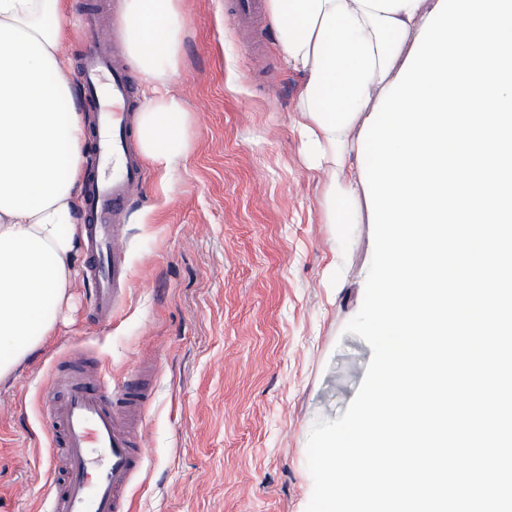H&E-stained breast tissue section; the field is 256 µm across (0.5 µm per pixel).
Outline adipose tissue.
<instances>
[{"label":"adipose tissue","instance_id":"obj_1","mask_svg":"<svg viewBox=\"0 0 512 512\" xmlns=\"http://www.w3.org/2000/svg\"><path fill=\"white\" fill-rule=\"evenodd\" d=\"M289 68L302 73L297 110L312 168L329 172L327 208L364 187L355 131L396 79L403 41L420 34L428 0H268ZM75 23L64 0H0V383L53 336L73 299L85 231L87 120L62 51ZM130 62L150 83L180 62V0H120ZM189 116L173 96L142 101L141 154L170 169L190 149Z\"/></svg>","mask_w":512,"mask_h":512}]
</instances>
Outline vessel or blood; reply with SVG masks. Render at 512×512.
Wrapping results in <instances>:
<instances>
[{
    "label": "vessel or blood",
    "instance_id": "b4317fda",
    "mask_svg": "<svg viewBox=\"0 0 512 512\" xmlns=\"http://www.w3.org/2000/svg\"><path fill=\"white\" fill-rule=\"evenodd\" d=\"M261 0H235L232 20L249 27ZM84 97L98 107L92 148L102 163L93 170L86 198V226L94 283L92 308L105 324L119 312L128 293V272L119 244L120 214L143 172L130 148L128 112L135 101L125 72L92 52L82 65ZM46 405L58 475L51 512H128L131 484L144 467L140 420L150 388L142 373L111 384L101 369L73 355L56 361Z\"/></svg>",
    "mask_w": 512,
    "mask_h": 512
}]
</instances>
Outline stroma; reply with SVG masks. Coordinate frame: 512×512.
Masks as SVG:
<instances>
[{
	"label": "stroma",
	"instance_id": "35a3bbf8",
	"mask_svg": "<svg viewBox=\"0 0 512 512\" xmlns=\"http://www.w3.org/2000/svg\"><path fill=\"white\" fill-rule=\"evenodd\" d=\"M68 4L79 21L64 43L73 84L98 39L142 99L119 0ZM230 4L182 0L180 64L167 83L191 112L192 149L167 180L145 164L121 215L123 310L95 324L78 278L55 335L0 385V512H50L48 377L75 351L116 382L151 369L131 512H305L312 425L347 410L372 357L344 330L363 302L372 217L340 204L328 223L324 177L294 132L301 77L271 19L248 34ZM337 251L348 273L333 285Z\"/></svg>",
	"mask_w": 512,
	"mask_h": 512
}]
</instances>
